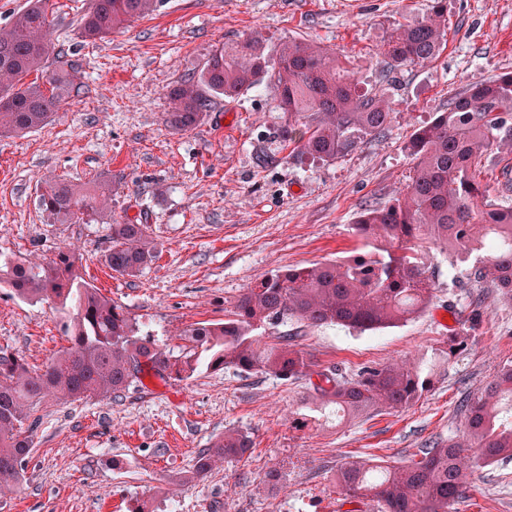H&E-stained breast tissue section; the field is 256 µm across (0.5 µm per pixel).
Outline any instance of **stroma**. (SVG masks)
<instances>
[{"instance_id":"stroma-1","label":"stroma","mask_w":512,"mask_h":512,"mask_svg":"<svg viewBox=\"0 0 512 512\" xmlns=\"http://www.w3.org/2000/svg\"><path fill=\"white\" fill-rule=\"evenodd\" d=\"M91 0H50L53 41L79 72L77 94L41 129L0 136V253L41 261L72 243L86 281L125 307L142 334L181 355L182 330L223 320L243 288L272 273L364 249L354 224L410 184L411 133L448 110L472 85L512 73V0H443L448 41L430 62L387 70L383 46L422 19L433 0H161L152 14L102 40L81 37ZM261 37L277 58L305 39L336 54L360 88L385 99L388 129L333 161L299 153L281 136L271 88L214 98L205 119L177 133L163 120L168 93L197 78L211 50ZM107 179L112 208L86 224H56L39 206L46 183ZM492 199L512 206V144L494 147L478 174ZM147 225L158 248L130 279L101 261L113 221ZM433 281L425 312L376 332L294 321L267 328L296 334L299 349L351 375L364 366L447 349L444 372L405 408L337 426L296 429L307 384L232 369H198L183 380L146 373L120 396L39 408L24 477L0 512H377L371 498L344 501L334 473L348 460L400 464L433 442L462 438L464 399L480 394L512 361V303L473 280L455 253L428 248ZM481 317L468 323L472 309ZM67 341L48 305L0 288V349L43 367ZM248 433L242 461L178 484L224 430ZM279 469L282 485L265 476ZM456 512H512V461L478 464Z\"/></svg>"}]
</instances>
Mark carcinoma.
Wrapping results in <instances>:
<instances>
[{
  "mask_svg": "<svg viewBox=\"0 0 512 512\" xmlns=\"http://www.w3.org/2000/svg\"><path fill=\"white\" fill-rule=\"evenodd\" d=\"M158 2L92 0L81 37L101 40L153 12ZM51 27L48 0H29L0 27L1 136L42 128L59 103L77 91L76 69L63 51L55 50ZM447 32L442 0H435L421 21L391 35L383 51L387 68L434 59ZM50 61L57 68L46 81L27 80ZM262 84L275 92L283 139L319 160L352 151L360 136L377 135L389 123L388 103L362 92L336 55L294 39L272 64L254 37L213 50L197 80L170 91L165 121L173 131L186 132L204 119L211 97L236 98ZM511 119V74L470 87L448 111L411 135L415 166L406 192L385 208L361 214L356 232L374 250L279 271L244 289L224 320L183 331L190 346L174 361L139 335L138 321L127 309L84 280L76 249L61 248L39 262L4 260L0 288L53 305L67 318L68 346L40 371L31 370L22 356L0 350V497L23 477L41 403L117 396L139 382L146 369L162 379L188 378L203 362L215 371L302 379L315 415L294 420L296 428L318 423L327 408L349 420L415 403L441 363L459 350L458 337L448 339L446 351L364 367L349 378L337 368H316L295 337L264 341L259 330L295 320L364 332L417 317L430 303L425 243L453 248L462 261H472L475 278L491 280L512 298V207L490 199L473 175L494 144L512 141ZM111 201L112 188L104 179L83 185L54 181L39 197L42 210L58 224H84ZM156 253L147 225L116 221L103 263L122 277L137 278ZM462 411L465 440L435 443L407 465L346 461L336 470L339 494L346 499L369 495L378 512H452L475 460H512V364L503 365L479 397L464 400ZM251 448L246 433L227 429L197 454L181 481L201 480Z\"/></svg>",
  "mask_w": 512,
  "mask_h": 512,
  "instance_id": "1",
  "label": "carcinoma"
}]
</instances>
